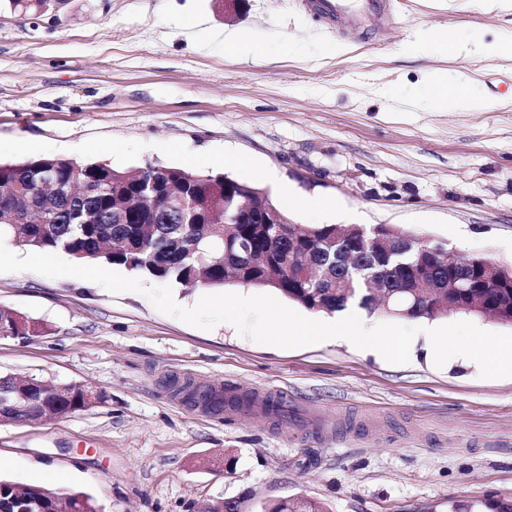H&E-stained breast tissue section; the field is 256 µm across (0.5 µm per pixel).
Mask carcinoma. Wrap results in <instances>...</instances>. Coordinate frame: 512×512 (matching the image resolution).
Returning <instances> with one entry per match:
<instances>
[{
	"label": "carcinoma",
	"instance_id": "cac0c4a2",
	"mask_svg": "<svg viewBox=\"0 0 512 512\" xmlns=\"http://www.w3.org/2000/svg\"><path fill=\"white\" fill-rule=\"evenodd\" d=\"M139 177L103 163H90L79 179L86 189L77 199L47 201L38 176L44 172L66 182L74 167L63 158L45 157L14 164H0V235L38 251L63 250L81 263L122 266L151 280L197 288H220L230 278L256 289H271L314 312L333 313L350 303L374 313L404 318H435L440 305L454 298L457 313L490 314L512 325V268H500L499 283L481 289L471 298L468 289L455 288L451 280L463 277L482 283L477 255L455 260L457 269L445 265L441 248L423 244L412 251L411 266L430 280V298L417 299L410 288L413 271L387 266L377 280L394 292L393 304L379 308L371 288L361 285L344 295V282L329 277L328 267L338 255L361 254L357 227L345 228L339 241H323L336 231L334 224L298 227L263 224L256 198L253 209L238 215L224 212V175L204 174L182 168L148 164ZM157 184L158 194L149 204L119 219L121 206L140 193L145 183ZM190 192L198 203L189 220L168 207V200ZM28 336L35 332L21 313L0 307V335ZM92 406L81 393L58 399L48 419L57 421ZM29 490L51 512H98L91 498L80 492H60L45 486L20 485L0 478V512H14L13 494Z\"/></svg>",
	"mask_w": 512,
	"mask_h": 512
}]
</instances>
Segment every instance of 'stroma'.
<instances>
[{"label": "stroma", "mask_w": 512, "mask_h": 512, "mask_svg": "<svg viewBox=\"0 0 512 512\" xmlns=\"http://www.w3.org/2000/svg\"><path fill=\"white\" fill-rule=\"evenodd\" d=\"M352 32L302 0H65L42 15L0 0V163L62 157L127 171L225 173L278 198L324 201L293 223L392 225L512 267V8L483 0H357ZM450 31L468 57L418 30ZM253 38L257 57L224 42ZM500 38L507 53L485 56ZM344 50L330 51L333 43ZM473 81L482 104H428L426 76ZM0 305L39 333L0 337V375L89 383L102 403L44 425L0 426V476L54 469L99 512H243L303 496L328 512H495L512 500V377L423 346L403 365L345 344L263 345L209 330L138 292L71 276L0 273ZM218 388L231 418L179 395ZM281 400V421L254 406Z\"/></svg>", "instance_id": "stroma-1"}]
</instances>
